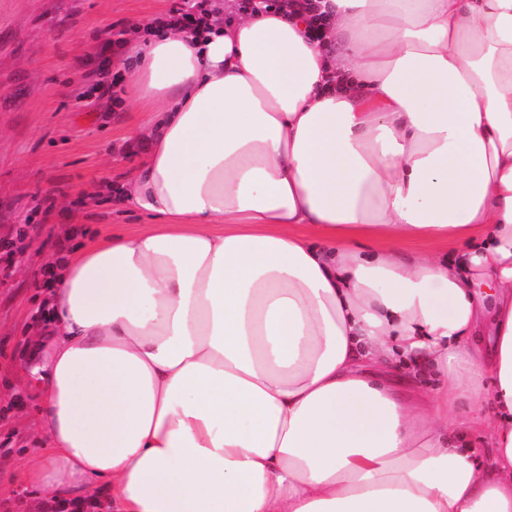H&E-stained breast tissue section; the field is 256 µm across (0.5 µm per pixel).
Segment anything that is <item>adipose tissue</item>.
<instances>
[{"instance_id": "adipose-tissue-1", "label": "adipose tissue", "mask_w": 512, "mask_h": 512, "mask_svg": "<svg viewBox=\"0 0 512 512\" xmlns=\"http://www.w3.org/2000/svg\"><path fill=\"white\" fill-rule=\"evenodd\" d=\"M312 5L127 33L154 225L50 269L32 488L512 512V0Z\"/></svg>"}]
</instances>
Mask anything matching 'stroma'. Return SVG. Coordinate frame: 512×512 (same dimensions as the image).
<instances>
[{
	"instance_id": "35a3bbf8",
	"label": "stroma",
	"mask_w": 512,
	"mask_h": 512,
	"mask_svg": "<svg viewBox=\"0 0 512 512\" xmlns=\"http://www.w3.org/2000/svg\"><path fill=\"white\" fill-rule=\"evenodd\" d=\"M179 0H0V512H103L97 501L32 490L25 461L40 446L30 351L47 337L36 314L60 254L147 219L110 185L142 151L128 132L131 102L100 106L101 70L121 72L125 51L101 54L111 31L146 25Z\"/></svg>"
}]
</instances>
